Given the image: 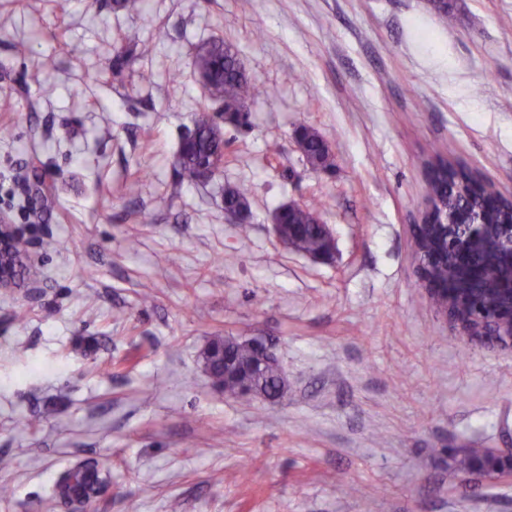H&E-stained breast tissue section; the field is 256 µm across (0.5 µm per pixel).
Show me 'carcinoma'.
<instances>
[{
  "label": "carcinoma",
  "instance_id": "obj_1",
  "mask_svg": "<svg viewBox=\"0 0 512 512\" xmlns=\"http://www.w3.org/2000/svg\"><path fill=\"white\" fill-rule=\"evenodd\" d=\"M195 66L200 79L208 91L209 98L218 104V111L212 115L208 108L198 113L192 136L181 140L175 160V176L180 184L207 182L224 170L225 148L230 144L224 136V129L230 125H242L238 113L253 94V86L247 77L237 52L224 40L217 38L201 47L195 54ZM296 133L304 145V154L310 165L321 171L334 167V158L318 132L302 126ZM430 190L439 200L441 207L448 211L483 207L497 214V219L509 220L512 214L508 208L497 206V190L493 184H479L473 173L450 163H441L429 178ZM224 209L230 211L249 210L248 189L244 186L224 188ZM275 217L281 224H299L302 231L295 238L297 250L304 252H324L327 243L320 232L319 216L313 208L296 204H284L277 208ZM503 260L489 256L481 265V283L485 288H496L501 279ZM212 352L218 353L227 348L236 366L242 371L240 377H221L220 383L227 397L238 396L242 381L251 377L248 373L254 358L252 347L245 343L226 346L224 339L217 338L210 343ZM256 386L268 400H277L284 394L281 382V369L278 363L265 368L256 379ZM101 480L98 470L91 469L88 463H79L69 468L58 480L53 497L66 499L70 494L87 489L97 490Z\"/></svg>",
  "mask_w": 512,
  "mask_h": 512
}]
</instances>
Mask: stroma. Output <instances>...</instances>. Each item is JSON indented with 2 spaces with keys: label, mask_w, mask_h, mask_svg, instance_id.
I'll return each mask as SVG.
<instances>
[{
  "label": "stroma",
  "mask_w": 512,
  "mask_h": 512,
  "mask_svg": "<svg viewBox=\"0 0 512 512\" xmlns=\"http://www.w3.org/2000/svg\"><path fill=\"white\" fill-rule=\"evenodd\" d=\"M450 6L0 0V211L39 277L0 294V512H39L85 459L105 491L57 512H512V477L461 465L512 453V351L450 330L409 232L430 159L512 196V0ZM215 38L255 94L223 174L180 185ZM302 126L335 169H312ZM240 184L245 233L224 212ZM288 202L316 208L332 261L276 242ZM216 336L272 343L285 395L225 397L200 357Z\"/></svg>",
  "instance_id": "35a3bbf8"
}]
</instances>
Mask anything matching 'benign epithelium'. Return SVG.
I'll use <instances>...</instances> for the list:
<instances>
[{
  "label": "benign epithelium",
  "instance_id": "7a95c632",
  "mask_svg": "<svg viewBox=\"0 0 512 512\" xmlns=\"http://www.w3.org/2000/svg\"><path fill=\"white\" fill-rule=\"evenodd\" d=\"M434 224L451 233L445 236L444 249L432 254L448 264L462 268L476 251H491L507 256L503 269L504 288L489 291L485 288H448V303L440 311L449 325L460 335L490 347L512 350V224H489L482 210L467 224L448 223V213L428 203L418 224L414 225L415 261L421 287L428 296L438 292L436 283L427 275L430 259L420 248L418 237ZM31 255L20 230L0 213V288L7 291L23 286L21 274L28 268Z\"/></svg>",
  "mask_w": 512,
  "mask_h": 512
}]
</instances>
